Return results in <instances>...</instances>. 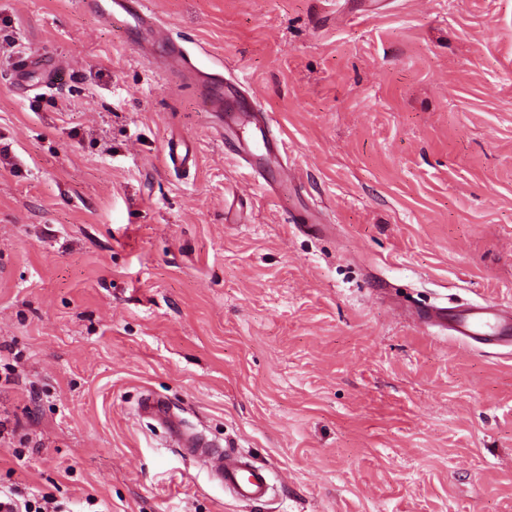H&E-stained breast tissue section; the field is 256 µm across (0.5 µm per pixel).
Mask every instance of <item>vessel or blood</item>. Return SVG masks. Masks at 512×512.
Instances as JSON below:
<instances>
[{"label": "vessel or blood", "mask_w": 512, "mask_h": 512, "mask_svg": "<svg viewBox=\"0 0 512 512\" xmlns=\"http://www.w3.org/2000/svg\"><path fill=\"white\" fill-rule=\"evenodd\" d=\"M112 11L141 24L151 21L145 0H112ZM424 317L466 341L480 343L512 334V312L493 303L474 304L457 313L439 308L425 312ZM139 411L143 417L166 425L182 453L204 462L212 477L234 500L252 505L269 498L272 484L268 470L251 464L247 455L216 445L201 433L185 429L172 407L154 395L143 396Z\"/></svg>", "instance_id": "b4317fda"}]
</instances>
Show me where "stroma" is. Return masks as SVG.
Wrapping results in <instances>:
<instances>
[{
  "label": "stroma",
  "mask_w": 512,
  "mask_h": 512,
  "mask_svg": "<svg viewBox=\"0 0 512 512\" xmlns=\"http://www.w3.org/2000/svg\"><path fill=\"white\" fill-rule=\"evenodd\" d=\"M372 2L148 0L154 42L111 0H0V487L65 512H512V346L416 318L512 309V0ZM38 54L55 83L18 90ZM214 96L272 114L281 162L252 170ZM148 393L272 499L232 500Z\"/></svg>",
  "instance_id": "stroma-1"
}]
</instances>
